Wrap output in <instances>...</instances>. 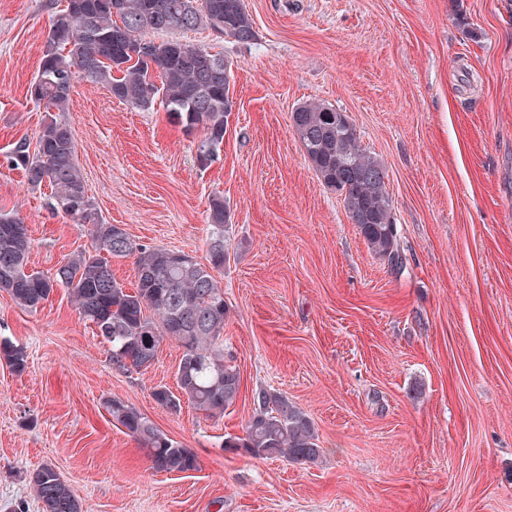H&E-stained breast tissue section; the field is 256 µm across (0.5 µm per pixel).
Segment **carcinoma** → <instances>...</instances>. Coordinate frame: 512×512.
<instances>
[{
    "label": "carcinoma",
    "mask_w": 512,
    "mask_h": 512,
    "mask_svg": "<svg viewBox=\"0 0 512 512\" xmlns=\"http://www.w3.org/2000/svg\"><path fill=\"white\" fill-rule=\"evenodd\" d=\"M56 37L46 41L37 74L28 87L30 100L46 112L70 111L75 75L108 89L133 108L161 100L173 121L186 130L200 129L204 148L195 159L206 169L224 144L233 73L215 64L224 53L185 42L187 31L229 28L248 44L256 39L244 0H67L51 13ZM172 38L157 43L154 57L130 52L146 32ZM339 110L323 102H308L293 112V130L322 184L343 197L349 217L366 215L359 225L373 252L396 269L403 267L398 251L391 198L383 184V164L361 147L357 132L343 129ZM33 188L51 187L49 207L75 224H89L91 245L72 253L55 272L27 270L30 241L16 213L0 210V292L20 308L35 310L58 288L67 290L78 312L96 335L110 344L113 362L122 371L148 369L160 343L168 338L182 348L177 369L179 393L165 385L152 390L154 401L172 413L182 400L207 418H220L237 399L240 373L224 356L227 309L224 286L216 273L224 268V225L230 214L224 198L209 200L211 238L207 262L182 251L136 243L125 229L95 216L76 161L71 124L50 117L40 127L35 148L19 141L7 155ZM132 258L135 287L112 275L111 259ZM24 347L0 342V360L23 372ZM112 419L142 448L157 472L186 473L198 469L196 455L161 431L136 407L110 399ZM224 448L254 458L281 457L317 462L323 455L307 414L287 397L260 389L244 434L224 436ZM41 512H82L79 501L56 469L44 465L33 477Z\"/></svg>",
    "instance_id": "carcinoma-1"
}]
</instances>
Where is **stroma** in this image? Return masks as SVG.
Listing matches in <instances>:
<instances>
[{
	"label": "stroma",
	"mask_w": 512,
	"mask_h": 512,
	"mask_svg": "<svg viewBox=\"0 0 512 512\" xmlns=\"http://www.w3.org/2000/svg\"><path fill=\"white\" fill-rule=\"evenodd\" d=\"M256 39L211 31L236 102L224 148L198 167V132L75 79L65 118L94 212L139 244L205 260L223 196L224 349L240 393L223 417L158 405L182 356L116 370L65 289L36 310L0 293V512H39L53 465L82 512H512V0H244ZM50 0H0V207L44 274L90 243L6 156L47 114L29 99ZM346 112L385 166L402 271L367 245L309 164L294 110ZM264 388L311 419L314 463L224 448ZM135 406L198 458L158 472L106 409ZM2 359L14 371L21 373L26 369L28 355L24 347L4 340L0 342V360Z\"/></svg>",
	"instance_id": "stroma-1"
}]
</instances>
